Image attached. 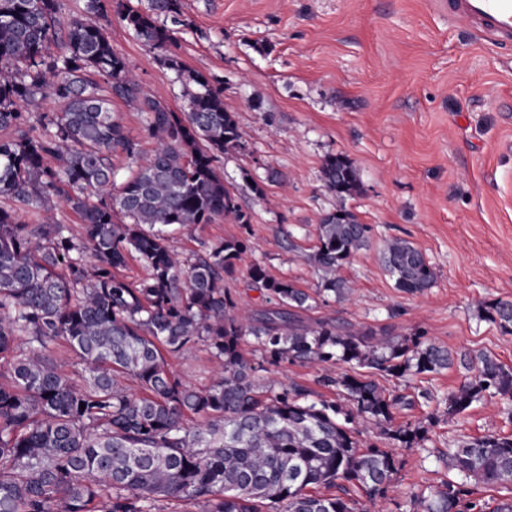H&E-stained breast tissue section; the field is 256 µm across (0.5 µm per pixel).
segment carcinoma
<instances>
[{"label":"carcinoma","instance_id":"carcinoma-1","mask_svg":"<svg viewBox=\"0 0 512 512\" xmlns=\"http://www.w3.org/2000/svg\"><path fill=\"white\" fill-rule=\"evenodd\" d=\"M118 9L152 50L174 41L158 16L182 24L181 0ZM111 10L112 0H86L85 15L64 23L56 0H0V512H155L162 499L199 503L202 512H365L346 497L349 487L374 503L386 498L397 468L390 452L361 450L360 433L390 432L392 408L412 400L387 395L356 370L402 378L457 362L472 377L448 395L450 415L488 395L511 400L512 371L487 354L455 356L420 331L305 325L299 312L313 298L259 264L248 270L250 284L278 308L248 313L224 288L248 249L244 239L181 260L167 227L221 216L249 224L216 168L242 132L222 92L173 55L165 60L183 77L185 111L145 94L100 23ZM47 91L61 111L41 116L35 133L22 105ZM114 99L147 115L155 147L144 164L112 112ZM120 157L136 169L117 188ZM322 176L341 200L360 189L343 156L326 158ZM53 196L80 214V236L50 213ZM22 211L30 223L19 220ZM368 233L343 206L321 217L307 256L320 291L349 298L342 271ZM131 258L147 277L118 274ZM382 259L400 290L432 287L435 272L409 241L390 240ZM485 314L512 332V303ZM247 336L271 365L346 366L322 383L340 388L352 408L310 400L294 383L274 390L259 375L265 367L246 357ZM19 337L29 349L15 355ZM58 341L78 359L71 373L55 364ZM198 344L220 366L203 390L184 385L167 363ZM125 381L140 395L127 393ZM393 436L408 448L421 440L410 424ZM443 460L453 478L414 498L413 512H512V497L492 506L472 498L479 486L512 489V435L462 440ZM321 486L337 493L315 492Z\"/></svg>","mask_w":512,"mask_h":512}]
</instances>
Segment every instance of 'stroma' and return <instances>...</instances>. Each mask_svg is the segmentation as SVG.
<instances>
[{"instance_id":"stroma-1","label":"stroma","mask_w":512,"mask_h":512,"mask_svg":"<svg viewBox=\"0 0 512 512\" xmlns=\"http://www.w3.org/2000/svg\"><path fill=\"white\" fill-rule=\"evenodd\" d=\"M173 53L222 89L243 144L221 154L224 185L250 218L249 227L216 218L180 229L171 244L184 257L231 238L248 250L226 278L240 306L264 310L265 294L247 271L314 295L306 323L333 317L388 327L455 352L487 353L512 370V332L489 321L485 305L512 302V48L450 19L435 0H182ZM104 25L144 90L173 110L184 103L178 73L125 27ZM353 161L361 191L338 200L322 179L324 159ZM371 228L370 241L345 268L356 291L336 301L319 292L305 258L317 224L338 207ZM410 241L436 273L431 288L395 286L382 253L387 241ZM182 382L204 388L215 362L199 345L173 358ZM325 368L300 362L268 366L274 388L297 383L312 398L341 401L321 383ZM365 377L412 406L393 411V426L424 428L408 449L369 428L364 444L399 461L381 505L412 512V498L440 489L450 473L441 455L461 440L512 435V403L489 398L449 416L445 400L470 375L460 367L396 379Z\"/></svg>"}]
</instances>
